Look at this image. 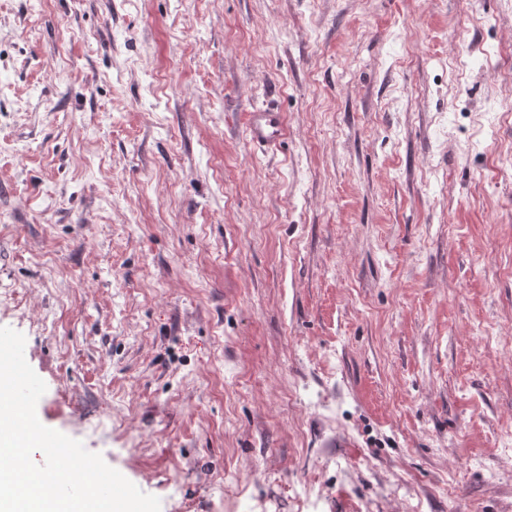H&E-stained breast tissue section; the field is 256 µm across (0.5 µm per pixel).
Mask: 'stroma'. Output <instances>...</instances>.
Returning a JSON list of instances; mask_svg holds the SVG:
<instances>
[{
    "label": "stroma",
    "instance_id": "35a3bbf8",
    "mask_svg": "<svg viewBox=\"0 0 512 512\" xmlns=\"http://www.w3.org/2000/svg\"><path fill=\"white\" fill-rule=\"evenodd\" d=\"M511 148L504 0H0L40 422L161 512H512ZM246 132L255 147L274 149L286 135L283 114L271 105L253 109L247 113Z\"/></svg>",
    "mask_w": 512,
    "mask_h": 512
}]
</instances>
